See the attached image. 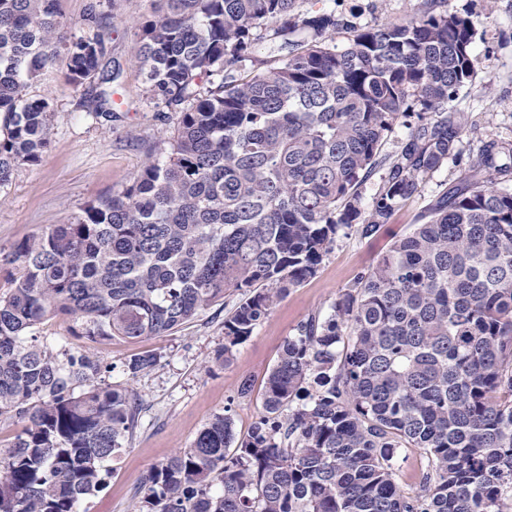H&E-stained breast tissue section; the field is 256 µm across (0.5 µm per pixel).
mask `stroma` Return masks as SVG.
<instances>
[{"instance_id": "obj_1", "label": "stroma", "mask_w": 512, "mask_h": 512, "mask_svg": "<svg viewBox=\"0 0 512 512\" xmlns=\"http://www.w3.org/2000/svg\"><path fill=\"white\" fill-rule=\"evenodd\" d=\"M317 1L360 25L406 19L422 2ZM153 7V0H59L70 35L85 33L89 9L105 14L107 55L102 66L114 76V104L111 112L93 113L101 83L74 85L57 68L32 86V95L47 99L54 108L50 144L39 163L19 166L9 184L0 187L1 252L50 225L72 222L86 204L120 192L176 132L177 114L159 111L149 102L145 75L136 60L135 26ZM448 8L472 13L480 22L472 48L473 82L448 104L449 110L468 119L460 135L462 160L427 175L419 193L405 201L376 236L361 237L353 227L339 231L317 273L276 303L269 318L238 346L230 364L215 363L213 357L224 343V317L236 302L232 296L160 336L95 343L74 336L70 321L62 318L36 328V335L55 349L93 352L103 380L112 384L124 382L122 369L131 357L153 353L159 358L152 371L132 383L143 410L125 452L102 489L81 502L80 512H135V492L148 470L189 447L214 414L230 410L238 436L247 435L260 415L266 375L285 339L311 314L329 313L338 295L371 269L393 236L410 232L431 199L471 179V158L482 143L512 148V0H496L491 9L486 0H448ZM245 379L251 381L252 392L242 398L238 386Z\"/></svg>"}]
</instances>
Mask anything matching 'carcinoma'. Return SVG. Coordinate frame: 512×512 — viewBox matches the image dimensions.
<instances>
[{
  "label": "carcinoma",
  "instance_id": "cac0c4a2",
  "mask_svg": "<svg viewBox=\"0 0 512 512\" xmlns=\"http://www.w3.org/2000/svg\"><path fill=\"white\" fill-rule=\"evenodd\" d=\"M298 0H162L138 25L149 100L176 133L121 192L5 257L0 416L24 423L0 450V512H79L102 488L142 400L101 380L90 352L33 334L65 315L92 342L168 333L236 294L224 348L315 275L339 230L375 236L431 172L459 157L478 21L423 0L403 21L360 26ZM59 0H0V187L50 144L51 104L31 95L61 65L77 86L101 74L104 17L67 36ZM346 34L347 44H333ZM288 48L243 77L254 41ZM418 106L400 151L380 149ZM493 141L485 180L432 200L421 223L284 342L263 412L237 436L214 415L153 466L139 512H508L512 509V171ZM386 167L372 204L359 186ZM155 354L133 356V381ZM401 448L427 460L419 491L394 473Z\"/></svg>",
  "mask_w": 512,
  "mask_h": 512
}]
</instances>
